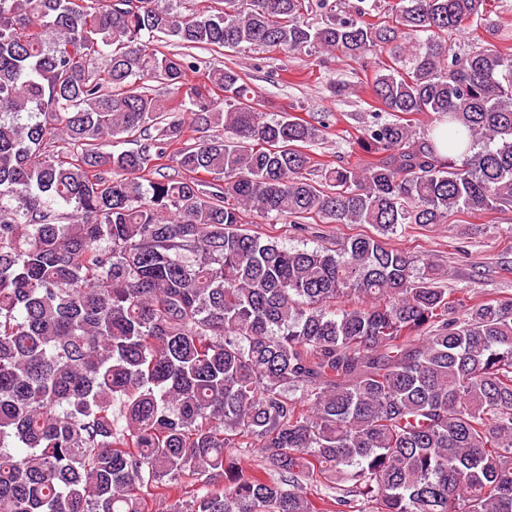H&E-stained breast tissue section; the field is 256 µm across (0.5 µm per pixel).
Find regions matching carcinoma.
Masks as SVG:
<instances>
[{"instance_id":"carcinoma-1","label":"carcinoma","mask_w":512,"mask_h":512,"mask_svg":"<svg viewBox=\"0 0 512 512\" xmlns=\"http://www.w3.org/2000/svg\"><path fill=\"white\" fill-rule=\"evenodd\" d=\"M488 2L0 0V512H512V298L390 244L512 207ZM243 44L388 53L364 166L314 163L332 115L268 118L233 67L187 82L184 50ZM247 214L375 233L286 249Z\"/></svg>"}]
</instances>
